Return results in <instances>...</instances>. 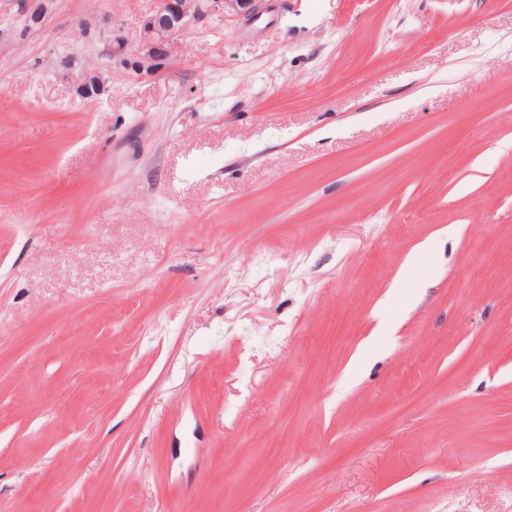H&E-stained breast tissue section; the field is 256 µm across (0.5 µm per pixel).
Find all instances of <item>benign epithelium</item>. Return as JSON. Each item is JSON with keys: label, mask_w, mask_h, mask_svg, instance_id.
Segmentation results:
<instances>
[{"label": "benign epithelium", "mask_w": 512, "mask_h": 512, "mask_svg": "<svg viewBox=\"0 0 512 512\" xmlns=\"http://www.w3.org/2000/svg\"><path fill=\"white\" fill-rule=\"evenodd\" d=\"M264 8V0H162L159 9L141 21L135 68L154 70L162 65L170 55L173 36L191 22L218 13L251 20Z\"/></svg>", "instance_id": "1"}]
</instances>
